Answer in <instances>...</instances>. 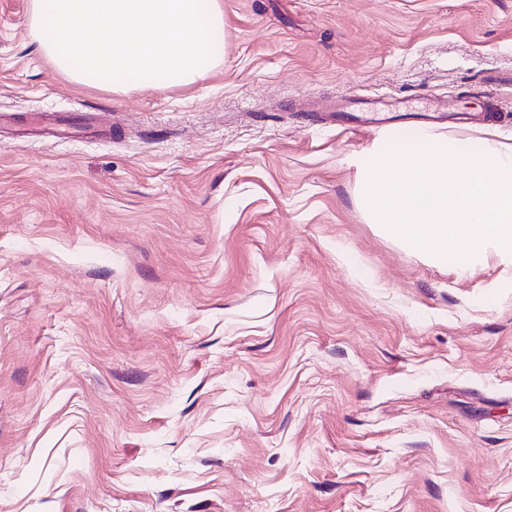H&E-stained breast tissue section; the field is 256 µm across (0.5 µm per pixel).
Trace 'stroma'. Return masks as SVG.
<instances>
[{
  "label": "stroma",
  "instance_id": "1",
  "mask_svg": "<svg viewBox=\"0 0 512 512\" xmlns=\"http://www.w3.org/2000/svg\"><path fill=\"white\" fill-rule=\"evenodd\" d=\"M223 2L220 66L115 92L0 0V512H512V264L358 201L385 137L512 143V0Z\"/></svg>",
  "mask_w": 512,
  "mask_h": 512
}]
</instances>
